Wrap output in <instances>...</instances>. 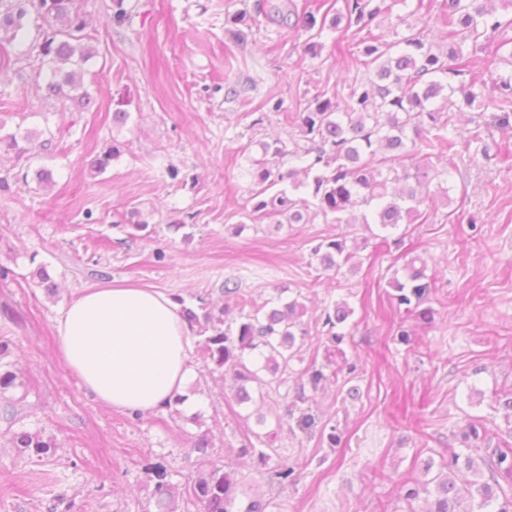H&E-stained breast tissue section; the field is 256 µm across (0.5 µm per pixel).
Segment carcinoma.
<instances>
[{
	"label": "carcinoma",
	"instance_id": "carcinoma-1",
	"mask_svg": "<svg viewBox=\"0 0 512 512\" xmlns=\"http://www.w3.org/2000/svg\"><path fill=\"white\" fill-rule=\"evenodd\" d=\"M12 9L0 13V33L13 42L25 29L29 9L37 13L38 28L51 34L32 45L47 79L41 90L44 96L62 102L78 100L90 104L83 90L82 65L95 51L84 43V13L73 7V0H11ZM409 0H344V9L332 19L318 13L288 8V4L260 5L259 10L275 21L295 16L294 26L309 33L306 51L318 55L320 44L315 38L326 27L339 32L355 26L366 32L360 55L354 58L363 75L355 79L341 95L327 96L323 91L308 101L296 122L304 145L293 150L279 140L258 142L257 156L249 158L253 184L250 208L245 217L257 223L274 219L277 224H310L321 217L330 224H375L396 229L402 224L427 221L422 209L429 196L431 181L444 176L437 163L457 152L458 140L449 134L453 126L450 108L456 94H463L466 107L485 110L493 105L500 111L497 122L512 129V74L500 75L495 85L505 91L499 100L489 101L485 85L457 84L455 78L466 72L469 56L456 37L464 34L478 43L491 29L512 26V0H444L442 14L447 26V51L434 45L413 30L396 34L388 42L373 32L380 17H388L395 6ZM289 157L294 166L286 172L273 171L270 162ZM358 246L346 240H325L312 248L325 271H339L344 266L354 271L360 267ZM389 286L404 312L422 321L430 310L422 303L435 287L427 274V263L414 258L404 266L402 277H393ZM225 294L236 299L249 312L240 322L224 326L226 307H211L204 299L188 306L179 298L180 316L189 329L199 336L197 355L204 366H214L232 376L234 398L240 405L264 397L270 389L288 384L292 362L298 357L306 331L302 317L306 305L291 298L281 306L258 303L240 292L237 283L224 282ZM354 313L345 301L327 307L323 326L333 350L344 354L340 345L345 333L337 331ZM323 368H308L298 377L294 401L286 416L293 415L296 402L305 399V386L318 390L327 381ZM492 401L510 412L506 437L493 448L478 446L486 428L479 419L469 420L460 432L464 450L450 448L439 462L429 460L426 472H434L422 484L412 475L397 484L398 500L405 512H457L456 504L468 499L477 512H512V390L494 393ZM14 448H23L38 460L55 453L56 444L36 432L26 430L5 433ZM276 432H254L245 438L239 454L250 456L263 467H271L273 479L280 487L297 482V464L280 458L272 461ZM261 447H256V444ZM465 469L471 479L456 482V473ZM157 478V507L162 512H181V505H192L202 512H267L271 501L255 498L243 507L238 501L245 485L244 476L226 464L210 463L199 468L183 484L169 480L166 468L149 467Z\"/></svg>",
	"mask_w": 512,
	"mask_h": 512
}]
</instances>
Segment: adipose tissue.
Returning <instances> with one entry per match:
<instances>
[{
	"label": "adipose tissue",
	"mask_w": 512,
	"mask_h": 512,
	"mask_svg": "<svg viewBox=\"0 0 512 512\" xmlns=\"http://www.w3.org/2000/svg\"><path fill=\"white\" fill-rule=\"evenodd\" d=\"M65 368L100 404L150 413L184 394L194 346L176 304L139 286L84 289L55 324Z\"/></svg>",
	"instance_id": "adipose-tissue-1"
}]
</instances>
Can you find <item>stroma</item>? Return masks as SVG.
I'll return each mask as SVG.
<instances>
[{"instance_id": "obj_1", "label": "stroma", "mask_w": 512, "mask_h": 512, "mask_svg": "<svg viewBox=\"0 0 512 512\" xmlns=\"http://www.w3.org/2000/svg\"><path fill=\"white\" fill-rule=\"evenodd\" d=\"M96 55L84 67L92 103L81 108L44 98L36 55L12 58L0 76V138L36 134L24 157L0 152V336L18 372L16 387L0 393V433L15 413L23 430L55 439L59 454L43 461L0 445V512H46L58 497L76 512H142L154 505L156 480L146 464L163 463L173 482H185L199 455L193 441L207 434L214 458L237 462L247 493H266L268 477L239 457L253 405L237 404L218 374L194 360L189 411L174 408L133 417L98 405L62 364L54 326L62 308L85 288L127 282L171 298L224 303L225 280L265 302L281 292L308 307L309 331L292 367H334L321 316L348 302L343 325L355 378L307 391L308 431L283 430L277 452L303 465L296 484L275 493L269 512H400L396 482L423 477L425 461L459 446L469 419H480L491 442L506 428L494 391L512 388V131L498 128L494 110L454 108L461 136L480 130L478 150L448 164L449 199H434L426 223L404 224L375 252L362 225L276 226L245 222L250 182L249 141L299 140L290 114L319 92L343 93L357 74L353 53L362 32L326 31L318 55L306 36L259 12L257 0H125L129 23L107 22L112 0H78ZM253 15L252 33L234 43L233 19ZM512 39V27L489 34V48L470 56L463 82L490 83L511 70L493 44ZM284 102L283 112L267 101ZM126 113L116 123L114 113ZM50 149H43V141ZM120 153L102 173L89 162L110 147ZM179 171L171 180L167 166ZM52 171L40 187L39 169ZM145 222L142 230L131 217ZM186 230H178V223ZM358 241V271L323 270L311 256L320 241ZM165 262H157V251ZM435 272L424 302L431 321H409L411 346L394 341L400 314L390 279L413 256ZM47 265L59 291L49 296L32 273ZM199 422H190L191 414ZM334 426L339 442L321 439Z\"/></svg>"}]
</instances>
